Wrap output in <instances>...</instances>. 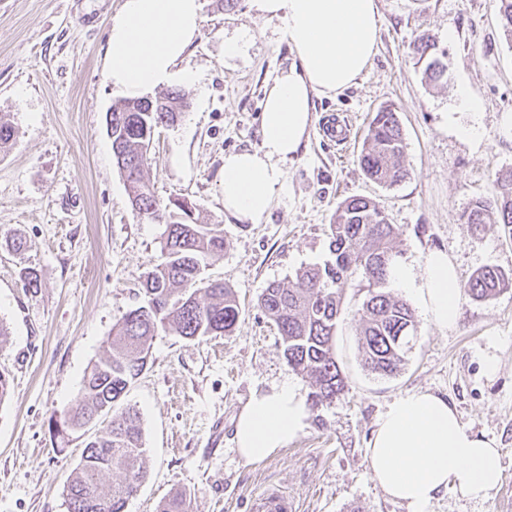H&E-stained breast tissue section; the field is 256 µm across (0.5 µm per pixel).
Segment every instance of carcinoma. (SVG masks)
Instances as JSON below:
<instances>
[{
    "label": "carcinoma",
    "instance_id": "1",
    "mask_svg": "<svg viewBox=\"0 0 512 512\" xmlns=\"http://www.w3.org/2000/svg\"><path fill=\"white\" fill-rule=\"evenodd\" d=\"M500 23L512 36V0H497ZM413 49L427 60L424 76L443 81L435 42L420 36ZM125 99L112 105V142H120L123 159L115 160L124 175L135 213L166 225L161 258L143 275V302L124 315L108 339L107 355L84 373L80 400L49 425L52 443L62 448L70 437L92 420L112 414L106 429L85 443L81 460L66 485L68 512H124L126 500L147 474L141 416L122 406L130 384L148 364L151 341L161 332L184 339L226 336L235 329L240 305L226 283L203 277L206 261L221 256L228 245L221 224L194 221V206L186 199H158L145 179L147 152L154 132L176 125L187 102L179 91L153 98ZM404 138L397 113L389 108L375 112L368 123L359 165L365 175L383 186H394L409 177L403 163ZM463 223L512 226V172L501 177L498 195L477 198L462 213ZM399 227L389 223L379 202L350 196L337 207L329 225L331 259L306 266L295 280L269 284L258 307L276 327L283 355L295 372L313 380L312 404L333 401L345 388V379L333 350V339L343 307L344 287L365 292L361 308L359 344L364 365L380 376L399 372L413 349L416 334L401 335L409 325L417 328L411 304L388 291L391 269L399 251ZM512 284V276L495 267L476 271L463 285L473 300L496 296ZM117 470L120 479L108 489L105 475ZM159 512H188L187 493L164 502Z\"/></svg>",
    "mask_w": 512,
    "mask_h": 512
}]
</instances>
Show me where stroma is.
Instances as JSON below:
<instances>
[{"instance_id": "stroma-1", "label": "stroma", "mask_w": 512, "mask_h": 512, "mask_svg": "<svg viewBox=\"0 0 512 512\" xmlns=\"http://www.w3.org/2000/svg\"><path fill=\"white\" fill-rule=\"evenodd\" d=\"M201 0L197 37L179 68L190 107L155 133L146 175L161 199L185 198L229 241L203 275L226 282L240 303L231 335L188 341L159 333L148 364L122 402L139 410L148 475L125 512H157L179 491L193 512H253L254 498L277 488L299 512H407L374 480L368 443L377 418L400 395L428 391L453 404L477 434L495 439L503 479L485 502L442 493L428 512H512V286L489 300L460 297L450 329L438 327L417 292L390 283L410 301L417 338L392 377L367 370L358 350L361 296L345 293L334 339L346 388L315 407L297 439L271 457L244 463L234 444L238 413L254 392L307 377L288 366L275 326L258 307L272 282L294 280L330 257L328 226L344 198H376L402 231L399 264L423 274L434 250L448 254L459 282L494 266L512 273V229L476 230L460 215L498 193L512 170V38L497 0H378L377 51L357 84L314 98V122L285 168L270 212L259 223L224 210V157L261 142L265 88L295 55L285 24L257 14L251 0L221 9ZM122 0H0V115L15 128L0 150V371L11 392L0 401V512H66L65 485L84 443L54 449L50 417L81 397L82 377L103 357L113 328L141 301L142 276L160 255L164 227L133 211L115 165L106 114L118 102L104 76L112 20ZM429 35L443 53L445 83L425 82L413 44ZM235 41V55L224 44ZM466 86L482 102H459ZM397 112L410 178L386 188L358 163L374 112ZM474 129L462 137L464 129ZM26 240L15 251L13 239ZM34 270L40 288L23 287ZM498 370L488 375L485 362ZM224 429L217 446L208 439Z\"/></svg>"}]
</instances>
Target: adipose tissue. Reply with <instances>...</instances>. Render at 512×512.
<instances>
[{"instance_id": "obj_1", "label": "adipose tissue", "mask_w": 512, "mask_h": 512, "mask_svg": "<svg viewBox=\"0 0 512 512\" xmlns=\"http://www.w3.org/2000/svg\"><path fill=\"white\" fill-rule=\"evenodd\" d=\"M255 11L286 22L298 62L265 90L261 145L224 158V209L258 222L283 184L284 166L309 137L315 95H335L354 85L376 52L377 0H252ZM200 0H123L112 21L105 77L115 93L136 98L162 84L191 83L176 65L196 38ZM422 298L440 327L457 323L460 290L454 264L435 251L425 262ZM310 402L288 380L254 393L237 416L234 441L248 463L261 461L308 426ZM372 475L384 493L408 512H428L447 489L488 500L502 479L494 439L462 423L454 405L431 392H408L379 416L368 446Z\"/></svg>"}]
</instances>
